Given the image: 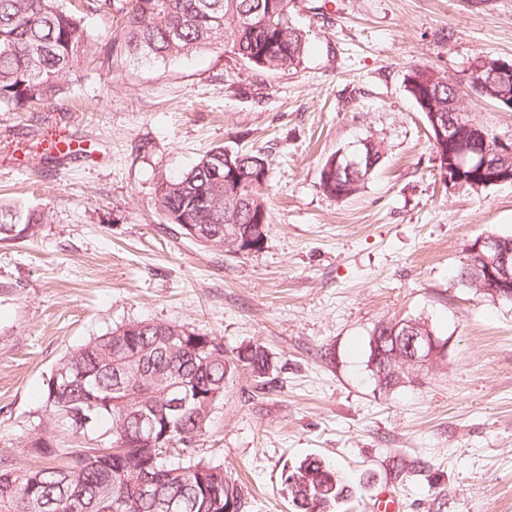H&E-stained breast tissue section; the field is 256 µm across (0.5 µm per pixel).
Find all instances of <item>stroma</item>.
<instances>
[{"mask_svg":"<svg viewBox=\"0 0 512 512\" xmlns=\"http://www.w3.org/2000/svg\"><path fill=\"white\" fill-rule=\"evenodd\" d=\"M293 21L309 42L296 70L224 51L79 62L54 100L0 112V202L44 217L0 240V457L37 465L27 443L47 431L95 446L52 427L47 379L117 325L172 323L271 355L269 384L237 369L194 446L237 480L242 512H294L284 477L310 455L356 490L332 512L388 489L400 512H512V303L455 276L477 237L512 235V184L444 183L404 82L416 65L465 84L479 57L512 61V0H294ZM369 139L380 166L327 196L324 161ZM217 146L267 158L260 251L204 249L155 208L158 182ZM418 318L445 353L383 392L368 340Z\"/></svg>","mask_w":512,"mask_h":512,"instance_id":"obj_1","label":"stroma"}]
</instances>
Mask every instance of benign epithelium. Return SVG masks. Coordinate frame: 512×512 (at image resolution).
I'll use <instances>...</instances> for the list:
<instances>
[{
    "instance_id": "1",
    "label": "benign epithelium",
    "mask_w": 512,
    "mask_h": 512,
    "mask_svg": "<svg viewBox=\"0 0 512 512\" xmlns=\"http://www.w3.org/2000/svg\"><path fill=\"white\" fill-rule=\"evenodd\" d=\"M512 76V62L499 60L495 62L491 77L496 79L499 101L508 109H512V84L508 77ZM441 113H429V119L436 137L433 142L446 143L456 146L454 157L450 164L442 170L443 178L453 184L464 183V172L467 169L477 171V175L488 183L503 184L512 182V171L502 170L496 166H488L485 154L486 137H472L467 141H460L458 124L440 123ZM468 254L476 256L481 262L477 272L469 277L472 287L479 292L491 296L494 301L512 299V247L505 245L503 238L495 233H488L475 239L468 246ZM389 335L394 345L403 350L410 363L427 365L435 362L445 352L446 342L438 337L426 336L421 326L413 321L383 323L373 332V345L382 344L380 332ZM138 489L142 496L152 497L158 512H174L178 504L172 500L163 499L155 495V487L151 477L138 476Z\"/></svg>"
}]
</instances>
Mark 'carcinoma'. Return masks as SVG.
I'll return each instance as SVG.
<instances>
[{
  "mask_svg": "<svg viewBox=\"0 0 512 512\" xmlns=\"http://www.w3.org/2000/svg\"><path fill=\"white\" fill-rule=\"evenodd\" d=\"M292 9L293 0H123L122 28L94 36L85 28L86 16L112 14V0H84L79 7L69 0H0V108L57 96L73 65L91 54L102 65L119 58L164 63L222 49L264 72L295 69L307 41L292 22ZM405 87L421 112L446 117L451 97L461 108L453 118L475 124L464 92L457 84L448 87V76L417 66L406 74ZM383 157L381 143L370 140L356 168L327 158L320 172L323 192L335 199L356 194ZM232 165L245 177L240 193L250 197V211L236 210L228 187L218 190L211 181V169ZM267 173L262 154L233 151L228 157L219 146L181 176L158 182L156 210L168 224L196 225L200 246L234 219L240 237L259 249L269 213L263 185L247 177ZM43 219L18 204L0 203V240L27 235ZM239 367L261 380L273 364L260 344L230 356L218 337L169 323L120 325L67 353L57 366L61 373L48 378L45 407L54 423L72 431L110 421L106 445L62 452L44 433L29 441L30 452L45 459L42 465L18 467L0 457V512H156L137 490L135 475L144 472L155 478L161 495L176 500V512H240L241 492L224 477L223 465L190 452L211 421L209 407H217ZM171 385L187 401L179 413L170 411ZM146 418L154 424L151 447L138 438ZM173 448L187 460L168 464ZM285 483L295 512H325L352 494L336 469L316 457L292 467Z\"/></svg>",
  "mask_w": 512,
  "mask_h": 512,
  "instance_id": "obj_1",
  "label": "carcinoma"
}]
</instances>
